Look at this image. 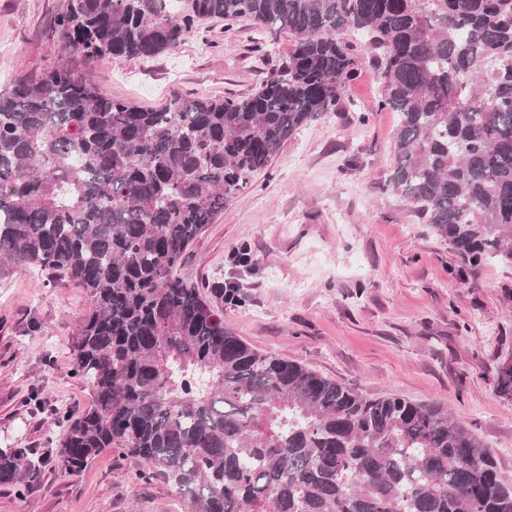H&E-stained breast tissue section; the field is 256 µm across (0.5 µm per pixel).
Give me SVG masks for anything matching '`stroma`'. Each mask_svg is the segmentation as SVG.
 Returning <instances> with one entry per match:
<instances>
[{
  "instance_id": "stroma-1",
  "label": "stroma",
  "mask_w": 512,
  "mask_h": 512,
  "mask_svg": "<svg viewBox=\"0 0 512 512\" xmlns=\"http://www.w3.org/2000/svg\"><path fill=\"white\" fill-rule=\"evenodd\" d=\"M64 0H0V91L59 65L144 108L171 96L245 97L285 63L288 33L267 38L242 21L203 23L153 58L85 63L60 36ZM378 75L362 60L337 111L303 126L265 174L243 188L189 247L177 274L233 283L241 301L224 320L252 347L370 394L447 409L512 479V401L494 368L512 355V266L477 273L385 186L394 113L378 106ZM91 301L84 288L35 269L0 266V448H28L31 490L0 486V512H188L175 489L135 481L121 449L80 474L57 465L65 428L93 403L72 372V343Z\"/></svg>"
}]
</instances>
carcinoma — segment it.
I'll return each mask as SVG.
<instances>
[{
  "label": "carcinoma",
  "mask_w": 512,
  "mask_h": 512,
  "mask_svg": "<svg viewBox=\"0 0 512 512\" xmlns=\"http://www.w3.org/2000/svg\"><path fill=\"white\" fill-rule=\"evenodd\" d=\"M65 0L68 44L155 57L196 24L250 21L293 50L245 98H112L62 65L0 93V264L61 272L90 309L63 415L68 475L125 447L132 478L191 512H512V480L447 411L369 395L234 334L176 275L189 245L305 124L336 111L363 51L397 114L387 185L475 273L512 264V0ZM367 39L366 47L347 35ZM512 400V357L496 367ZM25 448H0L24 485Z\"/></svg>",
  "instance_id": "cac0c4a2"
}]
</instances>
